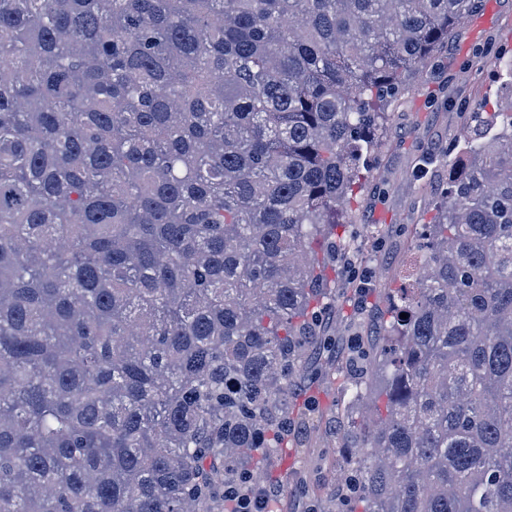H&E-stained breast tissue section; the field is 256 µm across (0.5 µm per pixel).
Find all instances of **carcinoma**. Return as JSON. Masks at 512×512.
Instances as JSON below:
<instances>
[{"label": "carcinoma", "instance_id": "obj_1", "mask_svg": "<svg viewBox=\"0 0 512 512\" xmlns=\"http://www.w3.org/2000/svg\"><path fill=\"white\" fill-rule=\"evenodd\" d=\"M472 0H0V512H232L345 365L332 512H512V62L342 351L388 109ZM407 318H400V314Z\"/></svg>", "mask_w": 512, "mask_h": 512}]
</instances>
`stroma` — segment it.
<instances>
[{"instance_id": "1", "label": "stroma", "mask_w": 512, "mask_h": 512, "mask_svg": "<svg viewBox=\"0 0 512 512\" xmlns=\"http://www.w3.org/2000/svg\"><path fill=\"white\" fill-rule=\"evenodd\" d=\"M497 53L512 57V0H474L468 16L392 110L379 168L353 204L363 253L357 282L368 289L369 303L362 308L340 303L337 334L358 335L365 323L385 310L386 289L408 285L414 255L399 227L429 217L433 196L427 185L448 173L442 148L466 139L463 113L499 94L491 63ZM307 437L310 447L294 449L277 469L283 512H311L314 505L313 498L295 492L296 472L307 471L312 482L325 487L336 485L334 459L322 454L335 445V436L316 428Z\"/></svg>"}]
</instances>
